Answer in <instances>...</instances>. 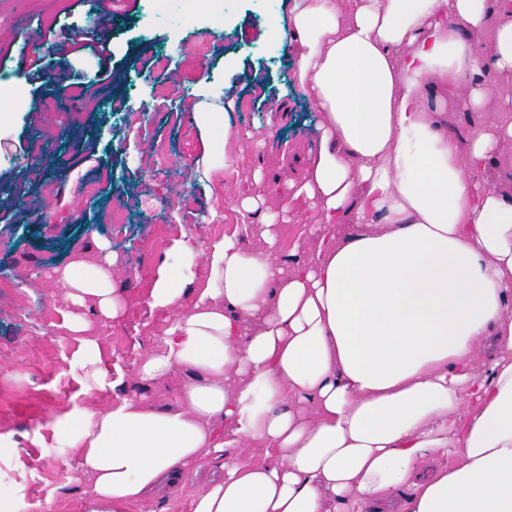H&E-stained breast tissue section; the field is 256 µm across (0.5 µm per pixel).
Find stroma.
<instances>
[{
	"mask_svg": "<svg viewBox=\"0 0 512 512\" xmlns=\"http://www.w3.org/2000/svg\"><path fill=\"white\" fill-rule=\"evenodd\" d=\"M91 0H0V86L21 88L22 107L0 111V275L15 277L20 289L0 298V434L16 448L0 457V485L27 499H53V512H82V483L60 461L45 456L35 441L40 425L73 404L99 406L136 392L164 405L185 378L141 386L133 370L158 346L168 317L150 306V292L170 248L151 253L154 225L170 224L171 242L196 236L201 243L222 238L239 224L240 196L270 187L301 183L307 159L317 146L316 114L297 100L286 122L270 123V109L291 89V57L270 40L268 25L282 0H224L222 16H212L194 0L190 16L151 13L147 0H115L104 29L112 47V79L94 83L97 61L89 52L60 53L49 27H65L78 38L93 13ZM208 39L214 49L200 59L194 44ZM166 54L169 67L143 68L142 56ZM174 83L181 93L157 98L156 87ZM234 98L240 109L227 113L234 129L251 133L243 158L211 184L183 182L186 166L207 147L193 112L200 89ZM145 110L146 134L112 112L116 101ZM54 116L57 143L46 147L35 131ZM166 142L168 154L146 164L149 143ZM98 182L95 197L84 194ZM54 183L63 194L45 208L41 185ZM134 200L122 232L112 229V208ZM108 239L118 261L132 272L123 286L125 310L107 320L90 316L89 333L103 344L114 389L94 396L82 392L72 367L78 344L66 338L61 322L44 328V309L61 304L33 297L28 278L74 263L95 264V241Z\"/></svg>",
	"mask_w": 512,
	"mask_h": 512,
	"instance_id": "stroma-1",
	"label": "stroma"
}]
</instances>
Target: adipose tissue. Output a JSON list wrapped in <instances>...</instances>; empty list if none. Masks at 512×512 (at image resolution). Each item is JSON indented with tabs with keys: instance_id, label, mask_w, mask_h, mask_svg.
<instances>
[{
	"instance_id": "adipose-tissue-1",
	"label": "adipose tissue",
	"mask_w": 512,
	"mask_h": 512,
	"mask_svg": "<svg viewBox=\"0 0 512 512\" xmlns=\"http://www.w3.org/2000/svg\"><path fill=\"white\" fill-rule=\"evenodd\" d=\"M270 31L319 114L302 185L238 199L266 217L264 248L185 239L160 269L168 325L135 375L186 374L169 404L76 407L39 446L69 449L83 512H133L205 468L190 512H512V0H289ZM450 103L478 118L466 136ZM235 107L202 93L193 179L241 161ZM296 208L317 246L294 243L285 274ZM97 248L27 284L61 286L88 393L112 380L83 310L119 316L129 275ZM255 446L263 462L243 464ZM280 241L281 248L285 252H288L290 243L297 237H299L304 231L307 233V227L304 224L303 215L299 211H294L292 221L288 224H280Z\"/></svg>"
}]
</instances>
